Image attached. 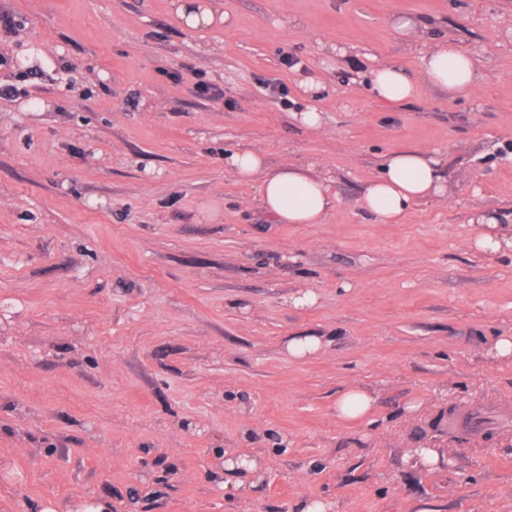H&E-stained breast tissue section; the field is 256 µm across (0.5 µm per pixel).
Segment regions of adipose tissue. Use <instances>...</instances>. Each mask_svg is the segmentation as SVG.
<instances>
[{
    "mask_svg": "<svg viewBox=\"0 0 512 512\" xmlns=\"http://www.w3.org/2000/svg\"><path fill=\"white\" fill-rule=\"evenodd\" d=\"M420 70L430 84L446 90L474 88L477 82L475 57L455 42L437 44L423 53ZM377 98L399 104L413 97L415 84L404 71L392 66L372 73ZM241 178L257 181L262 208L276 224H319L333 207L332 186L311 163H286L272 168L253 150L242 149L227 158ZM443 191V175L437 157L429 151L407 150L385 159L377 179L363 191L358 205L382 224L399 218L420 201Z\"/></svg>",
    "mask_w": 512,
    "mask_h": 512,
    "instance_id": "obj_1",
    "label": "adipose tissue"
}]
</instances>
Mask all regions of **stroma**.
Returning a JSON list of instances; mask_svg holds the SVG:
<instances>
[{"label": "stroma", "mask_w": 512, "mask_h": 512, "mask_svg": "<svg viewBox=\"0 0 512 512\" xmlns=\"http://www.w3.org/2000/svg\"><path fill=\"white\" fill-rule=\"evenodd\" d=\"M0 6V85L26 86L0 97V512H512V429L448 423L512 417V362L489 355L512 336V254L486 257L471 222L512 225V0H219L196 28L172 0ZM448 39L478 59L469 91L420 77ZM381 64L411 100L375 98ZM310 103L316 129L294 118ZM243 146L316 163L324 222L271 223L225 163ZM405 149L438 152L444 195L378 223L359 197ZM295 336L324 345L294 358ZM356 386L373 413L338 418Z\"/></svg>", "instance_id": "35a3bbf8"}]
</instances>
